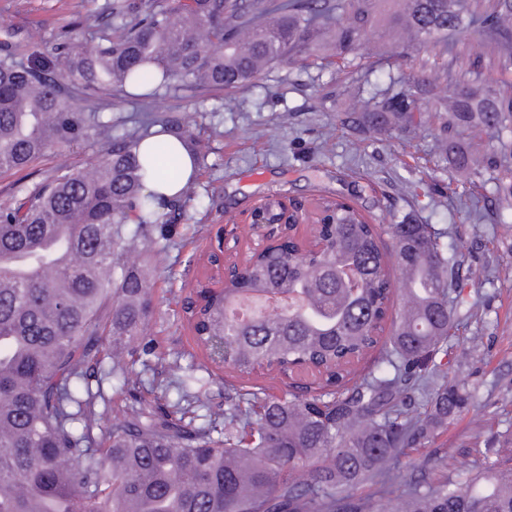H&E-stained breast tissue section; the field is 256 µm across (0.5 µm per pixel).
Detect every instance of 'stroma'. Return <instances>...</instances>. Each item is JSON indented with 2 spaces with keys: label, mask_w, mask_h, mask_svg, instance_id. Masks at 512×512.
<instances>
[{
  "label": "stroma",
  "mask_w": 512,
  "mask_h": 512,
  "mask_svg": "<svg viewBox=\"0 0 512 512\" xmlns=\"http://www.w3.org/2000/svg\"><path fill=\"white\" fill-rule=\"evenodd\" d=\"M107 0H0V30L37 32L52 49L69 22L95 20ZM362 81L366 90L386 88L392 76L414 73L415 62L400 43L378 46L368 40ZM347 79L336 66L319 68L275 64L255 84L239 90L236 104L224 105V92L212 89L160 93L151 111H179L203 140L207 159L197 171V199L188 218L176 226L166 251L151 256L154 308L129 349L151 345L163 362L179 361L183 370L206 378L213 409L228 394L262 389L279 396L290 381L260 371L243 376L214 364L198 346L182 312L184 299L204 278L207 256L227 224L237 227L238 256L252 238L247 215L270 196L306 202L338 194L377 224L409 215L435 232L451 230L455 250L464 258L465 305L472 316L451 341L455 358L450 382L464 387L470 400L449 421L436 441L448 454V472L464 475L473 466L466 449L491 448L512 460V266L499 258L512 253V205L494 200L495 184L472 189L468 172L441 160V143L432 125L410 136L382 135L359 142L339 116L351 108L336 87ZM57 159L47 155L18 173L0 174V205L47 183ZM475 191L486 200L477 220L457 213L452 193ZM480 337L472 345L471 337Z\"/></svg>",
  "instance_id": "35a3bbf8"
}]
</instances>
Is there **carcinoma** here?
Returning <instances> with one entry per match:
<instances>
[{
  "mask_svg": "<svg viewBox=\"0 0 512 512\" xmlns=\"http://www.w3.org/2000/svg\"><path fill=\"white\" fill-rule=\"evenodd\" d=\"M471 31L512 70V0H111L96 46L74 25L48 53L29 30L0 32V171H19L51 150L52 181L0 205V512H512V467L492 449L477 451L475 471L448 479V454L436 449L402 464L470 395L448 383V338L464 303L462 260L440 234L409 217L387 228L355 205L323 196L336 223L312 228L330 247L309 259L275 248L240 264L246 292L294 297L273 319L242 322L227 314L238 288L187 314L205 345L224 338L228 364L310 377L321 393L279 397L256 391L225 397L215 412L201 378L164 367L179 398L161 412L129 366L153 348L126 350L152 309L146 259L169 247L172 225L196 196L195 175L167 197L148 184L174 166L170 145L139 146L173 133L204 161L200 140L178 112H145L113 129L86 103L116 93L147 103L162 91L247 87L270 65L330 52L356 70L370 37L401 36L416 73L360 96L341 123L367 139L405 131L422 114L439 130L443 161L476 180L493 174L501 200L512 199V94L480 82L483 59L457 78L458 45ZM448 82V97L433 99ZM486 136L484 149L455 140ZM96 138L104 152L86 167L67 154ZM394 241L406 281L403 310L382 339L393 298L382 233ZM384 344L381 366L356 377L355 365ZM110 379L130 401L112 422ZM207 411L200 420L199 411ZM303 469L306 477L291 473ZM379 487L372 494L363 485Z\"/></svg>",
  "mask_w": 512,
  "mask_h": 512,
  "instance_id": "obj_1",
  "label": "carcinoma"
}]
</instances>
